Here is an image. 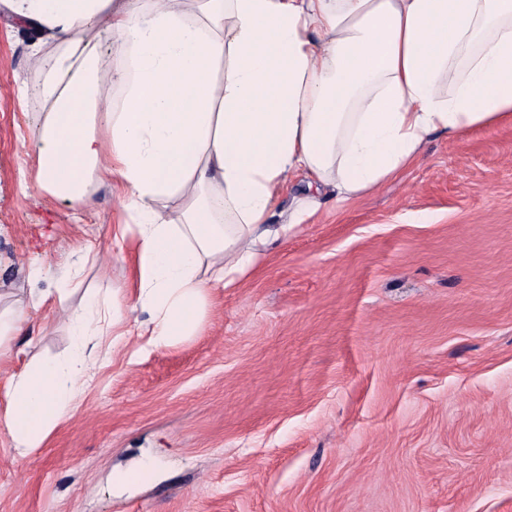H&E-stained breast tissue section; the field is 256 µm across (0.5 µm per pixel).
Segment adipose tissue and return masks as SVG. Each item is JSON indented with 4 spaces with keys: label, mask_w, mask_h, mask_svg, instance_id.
Returning a JSON list of instances; mask_svg holds the SVG:
<instances>
[{
    "label": "adipose tissue",
    "mask_w": 512,
    "mask_h": 512,
    "mask_svg": "<svg viewBox=\"0 0 512 512\" xmlns=\"http://www.w3.org/2000/svg\"><path fill=\"white\" fill-rule=\"evenodd\" d=\"M40 38L50 105L24 194L84 201L108 177L133 220L143 350L199 327L232 286L303 224L308 195L271 223L287 178L349 202L412 167L435 133L512 121V0H0ZM116 86L115 103L103 95ZM180 200L178 215L165 204ZM68 310L73 350L0 385L18 456L40 448L106 363L117 310Z\"/></svg>",
    "instance_id": "obj_1"
}]
</instances>
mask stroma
<instances>
[{
	"mask_svg": "<svg viewBox=\"0 0 512 512\" xmlns=\"http://www.w3.org/2000/svg\"><path fill=\"white\" fill-rule=\"evenodd\" d=\"M34 43L1 9L0 308L29 311L0 382L69 353L62 307H29L64 263L73 306L137 287L109 182L80 205L19 189L50 110ZM320 199L194 336H126L42 448L17 457L0 422V512H512V122Z\"/></svg>",
	"mask_w": 512,
	"mask_h": 512,
	"instance_id": "35a3bbf8",
	"label": "stroma"
}]
</instances>
